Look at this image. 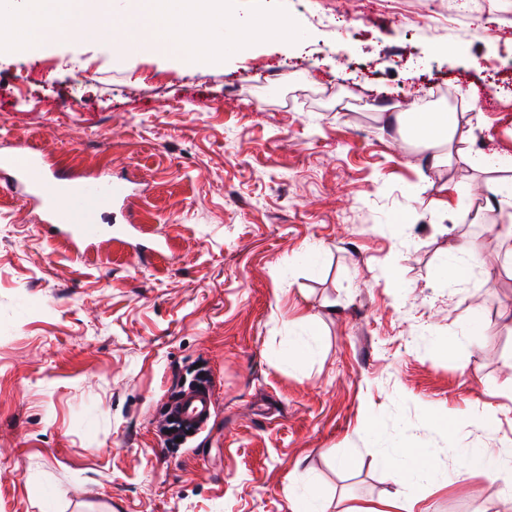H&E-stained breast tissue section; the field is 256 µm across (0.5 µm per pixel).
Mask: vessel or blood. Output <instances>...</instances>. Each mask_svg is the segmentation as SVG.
Wrapping results in <instances>:
<instances>
[{"instance_id": "obj_1", "label": "vessel or blood", "mask_w": 512, "mask_h": 512, "mask_svg": "<svg viewBox=\"0 0 512 512\" xmlns=\"http://www.w3.org/2000/svg\"><path fill=\"white\" fill-rule=\"evenodd\" d=\"M0 172L5 175L0 190L38 200L45 210L46 225L72 244L97 237L95 203L113 202L120 206L126 221L134 219L131 205L136 192L126 179L109 174L90 179L62 174L46 157L25 150L0 156ZM171 408L188 429L201 432L215 410L213 390L183 389Z\"/></svg>"}]
</instances>
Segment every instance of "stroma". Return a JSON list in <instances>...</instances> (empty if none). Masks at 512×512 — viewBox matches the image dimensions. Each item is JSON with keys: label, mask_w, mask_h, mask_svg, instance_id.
Wrapping results in <instances>:
<instances>
[{"label": "stroma", "mask_w": 512, "mask_h": 512, "mask_svg": "<svg viewBox=\"0 0 512 512\" xmlns=\"http://www.w3.org/2000/svg\"><path fill=\"white\" fill-rule=\"evenodd\" d=\"M282 3L306 51L185 66L83 37L0 56V152L144 188L136 227L103 205L78 250L0 193V512H292L309 486L316 512H498L456 473L478 448L512 469V243L487 202L512 175L464 158L512 157V0ZM489 84L437 168L380 108ZM462 239L479 261L459 279ZM307 314L312 351L285 360ZM198 366L219 404L174 449L160 408ZM400 447L432 472L390 480Z\"/></svg>", "instance_id": "35a3bbf8"}]
</instances>
